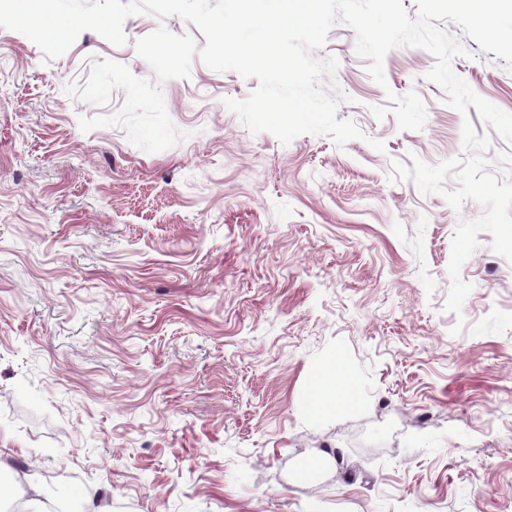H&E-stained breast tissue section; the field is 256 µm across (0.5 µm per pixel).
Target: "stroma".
<instances>
[{"instance_id": "1", "label": "stroma", "mask_w": 512, "mask_h": 512, "mask_svg": "<svg viewBox=\"0 0 512 512\" xmlns=\"http://www.w3.org/2000/svg\"><path fill=\"white\" fill-rule=\"evenodd\" d=\"M178 17H129L116 46L82 32L48 60L0 28V448L14 470L67 484L112 512H512V263L489 233L465 262L461 314L446 311L460 220L438 193L392 183V161L465 157L464 123L489 135L488 172L512 155L476 109L426 80L434 57L389 52L386 85L335 25L324 54L349 95L338 119L365 139L252 133L225 99L258 85L194 59L163 83L185 137L147 153L116 112L66 95L91 61L152 78L136 41ZM455 71L512 113V72L445 22ZM416 93L423 130L376 121ZM384 142L376 150L371 139ZM461 334H453L457 321ZM335 364L353 401L316 411Z\"/></svg>"}]
</instances>
